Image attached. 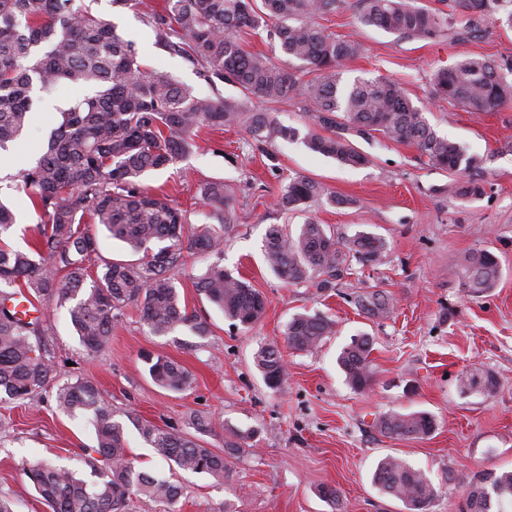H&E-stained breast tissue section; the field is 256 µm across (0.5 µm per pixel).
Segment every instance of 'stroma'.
Returning a JSON list of instances; mask_svg holds the SVG:
<instances>
[{
	"mask_svg": "<svg viewBox=\"0 0 512 512\" xmlns=\"http://www.w3.org/2000/svg\"><path fill=\"white\" fill-rule=\"evenodd\" d=\"M163 4L136 0L117 8L111 0H92L91 9L134 43L146 70L203 96L238 97L235 86L210 82L200 66L157 45L147 19ZM322 24L362 46L361 55L344 66L345 81L398 82L440 135L483 157L484 193L460 197L462 175L428 166L406 144L359 141L371 162L351 168L299 141L256 143L241 125L202 127L187 175L172 168L148 174L144 183L151 192L190 210L195 223L203 220L201 183L221 179L233 186L238 221L224 242V266L260 292L265 314L252 330L232 326L195 290L191 278L205 266L196 255L188 257L176 285L188 309L209 323L204 337L182 328L153 335L129 306L119 313L108 346L90 355L64 310L41 305L45 341L62 378L95 383L118 421L132 415L174 427L224 455V476L183 471L128 428L135 468L179 480L184 495L171 507L135 496L126 512H331L319 495L325 486L336 488L344 512H406L400 500L372 482L378 462L388 456L431 479L438 495L429 512H461L475 473L512 470V105L488 114L469 112L437 99L430 81L434 70L466 55L512 60V28L486 23L468 35L409 40L357 24L349 6ZM75 91L64 83L36 93L22 141L0 154V198L16 216L0 237L12 246L26 247L40 222L13 178L40 156L59 108ZM297 175L353 198V205L316 204L305 215L281 209V189ZM308 217L346 238L362 232L383 238L384 262L373 268L352 265L337 287L325 292L308 282L282 283L263 260L266 231L273 224L295 228ZM477 249L495 254L501 277L489 293L470 297L459 280ZM365 291L391 296L392 316L379 323L365 318L353 303ZM299 312L329 315L336 333L309 352L284 350L288 387L275 392L264 385L253 354L260 343L282 341L288 320ZM360 332L373 338L374 364L372 386L362 393L350 388L337 364L341 349ZM149 354L180 361L193 375L191 388L157 387L145 362ZM472 369L493 372L498 392H462L459 379ZM391 411L428 412L435 430L422 439L383 435L374 422ZM196 415L218 422V429L197 434L190 424ZM94 444L87 417L60 414L54 392L0 402V494L12 500L14 512H48L24 467L48 461L87 481L91 474L81 454Z\"/></svg>",
	"mask_w": 512,
	"mask_h": 512,
	"instance_id": "35a3bbf8",
	"label": "stroma"
}]
</instances>
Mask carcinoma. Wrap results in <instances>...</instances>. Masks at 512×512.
I'll list each match as a JSON object with an SVG mask.
<instances>
[{
  "label": "carcinoma",
  "instance_id": "obj_1",
  "mask_svg": "<svg viewBox=\"0 0 512 512\" xmlns=\"http://www.w3.org/2000/svg\"><path fill=\"white\" fill-rule=\"evenodd\" d=\"M344 0H165L163 12L149 16L159 44L186 54L209 80L235 85L238 99L200 97L175 80L149 72L137 61L132 42L109 21L76 0H0V150L20 139L34 107V89L63 81L91 84L94 94L75 96L60 111L45 152L17 173L20 187L44 221L35 228L34 248L21 251L0 242V400L25 401L56 387L57 409L91 420L96 446L83 463L98 481L89 485L64 467L37 463L26 469L49 512H123L132 493L175 504L182 488L175 482L135 470L123 425L114 420L112 405L92 382L63 381L47 353L42 319H26L7 303L25 291L32 298L66 310L86 351L96 354L112 338L120 311L136 306L141 320L156 336L185 327L197 336L209 324L182 303L175 272L188 254L211 259L195 287L233 325L252 329L265 303L253 286L224 268V238L235 224L234 190L222 181L200 187L212 206L204 222H189L187 213L143 186L150 170L174 168L196 148L202 126L220 128L244 123L257 143L302 140L312 152L338 163L359 167L370 157L352 138L380 137L412 144L432 166L466 176L459 195L477 198L484 160L439 133L424 110L403 87L387 80L356 79L343 85V65L361 45L337 37L316 19L337 13ZM506 0H450V12L433 11L418 0H356L355 17L407 39H429L459 25L471 30L480 22H505L499 17ZM266 31L282 53L300 62L311 75L305 82L296 72L245 51L239 35ZM512 63L483 56H465L432 75L435 95L474 112H498L512 102ZM301 97L314 112L324 133L281 123L257 103H278ZM331 207L354 204L329 192L306 176L289 179L278 205L303 210L315 202ZM107 236L143 256L135 261L106 260L98 250L95 225ZM161 247L149 253L151 244ZM386 255L385 243L371 234L350 239L325 224L306 220L295 231L269 227L264 244L267 266L280 280L293 284L316 281L334 288L351 261L375 267ZM501 276L497 257L486 249L469 254L461 288L472 296L490 292ZM354 304L367 318L383 320L392 302L382 292L359 293ZM335 332L334 322L315 314H295L288 321L284 343L308 351ZM372 340L360 335L340 352L338 362L349 386L363 392L373 380ZM255 365L264 384L281 392L288 371L276 342L259 345ZM156 385L182 392L192 385L190 372L167 356L147 358ZM464 392L488 396L499 389L490 371L467 372ZM142 440L179 469L222 475L224 455L205 447L174 427H161L132 417ZM387 436L423 438L435 429L426 412H387L376 420ZM385 494L401 500L408 512H427L438 496L428 476L404 461L385 457L373 475ZM509 512L512 472H483L469 481L466 512Z\"/></svg>",
  "mask_w": 512,
  "mask_h": 512
}]
</instances>
